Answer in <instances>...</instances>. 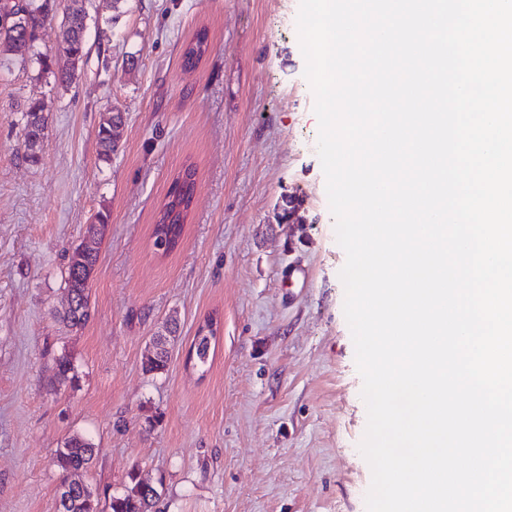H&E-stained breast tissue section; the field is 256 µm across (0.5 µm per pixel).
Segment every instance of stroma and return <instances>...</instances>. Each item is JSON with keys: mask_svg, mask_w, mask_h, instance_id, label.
Masks as SVG:
<instances>
[{"mask_svg": "<svg viewBox=\"0 0 512 512\" xmlns=\"http://www.w3.org/2000/svg\"><path fill=\"white\" fill-rule=\"evenodd\" d=\"M300 0H89L88 55L67 86L14 65L0 80V512H56L57 448L98 450L84 479L129 474L154 512H366L367 413L344 315L338 244L304 75ZM208 33L201 62L181 55ZM50 116L27 162L13 106ZM125 116L97 157L102 115ZM197 168L180 247L152 230L170 182ZM109 215L78 331L55 322L86 224ZM166 372L142 357L168 316ZM213 360L190 357L206 319ZM67 354L77 384L54 377Z\"/></svg>", "mask_w": 512, "mask_h": 512, "instance_id": "stroma-1", "label": "stroma"}]
</instances>
